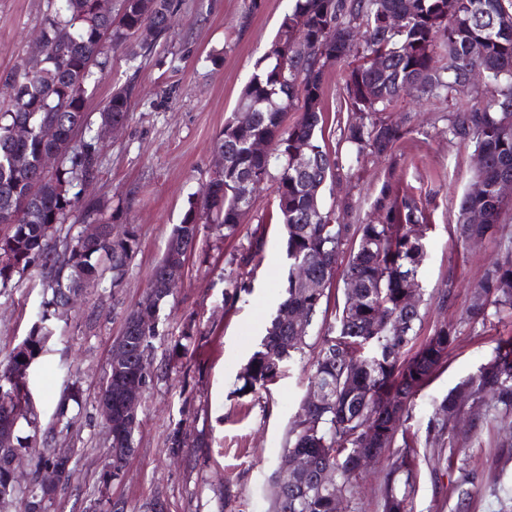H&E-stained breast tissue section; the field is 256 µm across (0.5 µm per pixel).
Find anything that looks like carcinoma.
Here are the masks:
<instances>
[{"instance_id":"1","label":"carcinoma","mask_w":512,"mask_h":512,"mask_svg":"<svg viewBox=\"0 0 512 512\" xmlns=\"http://www.w3.org/2000/svg\"><path fill=\"white\" fill-rule=\"evenodd\" d=\"M174 0H122L112 14L100 0H48L40 36L21 61L0 75L12 88L9 104L0 109V289L15 277L36 270L42 277L43 299L28 336L0 368V423L31 422L36 413L28 387L29 373L54 335L69 298L89 288L104 287V273L112 272L116 287L136 249L135 234L120 239L106 232L96 242L80 244L77 236L62 233L63 224L75 212L83 222L110 224L100 218L95 199L80 185L95 180L102 161L99 130L125 123L130 115L134 87L113 90L91 121L86 110L87 85L111 64V52L128 46L143 26L155 29V40L167 38L174 14ZM404 12L408 21L398 30L382 22L386 13ZM275 41L283 43L276 56H264L246 84L239 107L254 109L245 127L228 118L216 140L224 153V174L209 182L203 209L189 203L181 223L175 225L167 247L186 254L196 247L201 225L210 224L235 235L245 208L243 181L261 174L275 183L277 223L285 228L288 277L285 299L266 329L261 349L244 367L238 392H255L274 382L284 362L304 353L291 342V329L283 315L295 308L316 319L326 289L338 269V259L349 239H354L342 270L343 287L353 284L364 292V301L353 307L348 300L336 309V324L322 336L308 376V387H325L328 403L301 412L288 430L284 455L305 453L316 470L336 471V486L307 496L275 488L272 512H336V500L347 499L355 476L352 461L369 439L384 435L383 448L402 440V449L390 458L382 490L383 512H406L408 490L416 478L413 449L399 429L410 418L417 392L446 361L456 330L446 324L434 330L420 346L415 341L422 314L407 308L406 276L418 278L417 257L426 255L425 237H409L410 226L428 230L425 208L414 195L400 191L386 180L371 204L375 220L365 224H338L335 210L323 204L327 183L340 181L339 163L322 145L325 115L305 112L308 97L323 95L326 72L317 67L319 55L331 52L336 62L353 57L344 72L349 105L360 112L358 120L343 130V140L356 155L393 156L405 133L399 123L377 120L401 98L420 92L429 98L452 101L462 94L476 99L470 88L469 68L478 65L494 85V103L471 107L453 133L472 140L484 158L477 173L487 185L504 175L512 176V0H291ZM478 43L474 59L468 47ZM381 59L385 74L367 62ZM300 112L285 126L279 102ZM269 143V151L253 152L256 141ZM55 153L62 161L55 172L43 171L45 156ZM507 201L490 193H465L459 206L456 238L460 243L473 234L494 230ZM473 211L487 215L486 224H467ZM325 282L315 294L296 285V272ZM167 274L161 262L153 270L150 293L126 315L121 337L129 346L130 359L121 372L109 369L101 391H117V379L149 370L147 353L156 336L158 321L147 323L141 314H159L156 296ZM484 296L473 315H512V258L498 263L479 284ZM480 400L491 397L504 412H512V336L500 338L491 362L462 383ZM393 391L406 396L395 419L387 414L384 397ZM465 404L453 395L436 409L433 427L454 435ZM138 426L112 427L113 477H118L134 452ZM52 437L33 433L16 439L17 449L36 459V468L55 464ZM38 482L12 487L0 467V501H17L19 512H34Z\"/></svg>"}]
</instances>
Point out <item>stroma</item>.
I'll list each match as a JSON object with an SVG mask.
<instances>
[{"mask_svg":"<svg viewBox=\"0 0 512 512\" xmlns=\"http://www.w3.org/2000/svg\"><path fill=\"white\" fill-rule=\"evenodd\" d=\"M175 23L166 41L146 57L129 50L113 53L110 69L87 89V110L98 113L115 88L135 83L130 118L107 139L99 176L88 193L98 198L116 229L131 225L135 254L117 287L92 290L47 341L29 377L41 429L52 430L53 445L71 448L73 475L59 491L51 512H86L94 498L141 506L162 496L167 512H270V499L287 434L307 393L311 360L322 336L335 322L334 303L343 282L334 279L329 309L320 313L307 338L302 360L287 365L268 389L239 396V376L265 335L284 298L288 277L283 225L270 222L274 186L253 198L237 233L230 238L202 228L183 280L164 303L152 341L151 373L142 405L135 452L122 476L101 474L111 452L109 427L98 408L112 345L127 312L149 288L173 227L189 202L211 179L215 142L224 122L238 109L256 63L266 54L289 0H176ZM47 0H0V73L14 66L39 33ZM219 65H212L211 55ZM342 65L326 75L323 139L335 153L341 186L324 196L325 205L350 195L355 208L337 214L340 224L371 217L370 203L383 181L415 195L428 216L426 258L419 284L423 319L419 339L442 323L453 324L457 339L445 363L416 394L406 428L417 452V477L406 512H512V461L499 456L512 446V414L483 407L477 432L455 439L430 427L435 408L494 356L498 338L512 336V316L468 318L474 293L497 260L512 254V208L505 209L491 237L474 246L456 243L460 201L474 176V145L450 132L458 114L451 102L407 97L383 118L409 117V131L393 157L356 156L341 138L354 121L342 79ZM259 254L238 268L246 289L225 302L229 282L221 277L228 261L251 248ZM43 288L37 272L16 287L0 291V363L28 336ZM199 330L194 347L171 359L186 322ZM79 386L81 405L70 428L57 425L58 402ZM192 439L191 447L171 453L165 439L174 425ZM390 454L357 474L353 512H383L381 489ZM471 491L466 510H458L453 481Z\"/></svg>","mask_w":512,"mask_h":512,"instance_id":"stroma-1","label":"stroma"}]
</instances>
